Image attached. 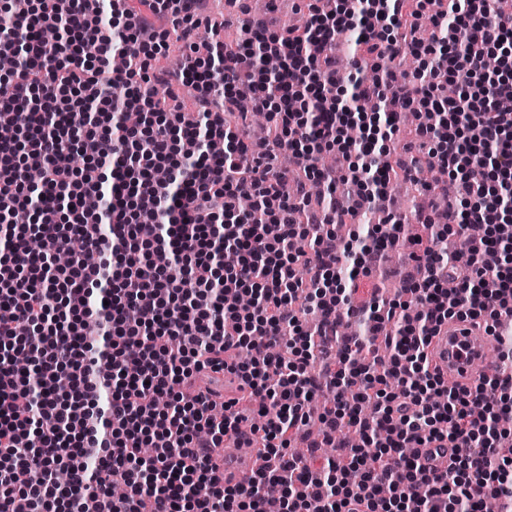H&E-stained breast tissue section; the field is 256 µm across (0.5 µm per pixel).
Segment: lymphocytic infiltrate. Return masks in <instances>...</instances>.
<instances>
[{"instance_id": "f902f5d3", "label": "lymphocytic infiltrate", "mask_w": 512, "mask_h": 512, "mask_svg": "<svg viewBox=\"0 0 512 512\" xmlns=\"http://www.w3.org/2000/svg\"><path fill=\"white\" fill-rule=\"evenodd\" d=\"M204 2L0 0V55L15 61L0 75V239L11 244L0 257V512H234L235 499V512H263L270 497L282 498L281 512H348L353 502L365 512H481L490 498L512 512L498 424L512 378L452 389L425 355L448 320H479L492 334L512 307V112L499 107L512 98V9L463 0L433 14L431 0H363L355 12L349 0H311L303 32L257 17L229 50L199 46ZM350 30L356 51L383 66L355 82L353 101L389 98L394 111L343 103L331 48ZM172 33L185 51L175 68L158 62ZM408 55L420 60L411 82L385 68ZM265 56L277 73L261 66ZM103 73L123 97L103 102ZM461 74L465 89L448 95ZM160 85L190 96L194 124L161 104ZM241 97L271 124L264 151L228 126ZM405 111L417 119L409 167L438 169L455 193L421 208L438 230L413 254L417 274L401 299L356 311L357 277L373 274L403 226H368L356 253L332 225L349 202L386 208L385 143ZM78 147L88 163L63 165ZM325 150L348 163L345 198L318 164ZM284 151L303 161L305 179L277 166ZM310 179L330 191L323 208L309 206ZM144 199L158 221L141 220ZM453 228L468 235L467 253L440 249ZM74 237L96 263L52 265ZM306 238L310 248L298 249ZM303 310L324 328L355 314L360 333L334 336L328 351L312 343ZM21 350L35 356L36 378L15 371ZM210 370L239 377V395L185 392ZM313 417L324 440L354 428L362 447L343 465L314 455L299 464L289 447ZM229 436L261 440L268 468L224 483L212 460ZM435 441L453 451L439 475L411 453Z\"/></svg>"}]
</instances>
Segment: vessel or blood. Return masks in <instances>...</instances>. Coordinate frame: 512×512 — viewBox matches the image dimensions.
<instances>
[{
    "label": "vessel or blood",
    "mask_w": 512,
    "mask_h": 512,
    "mask_svg": "<svg viewBox=\"0 0 512 512\" xmlns=\"http://www.w3.org/2000/svg\"><path fill=\"white\" fill-rule=\"evenodd\" d=\"M489 337L484 330L466 321L452 320L433 337L427 349L432 370L452 385H470L496 371L486 354ZM232 441H225L224 451L214 460L217 470L226 482L237 484L249 479L265 466L267 460L262 448H254L241 463L228 459Z\"/></svg>",
    "instance_id": "vessel-or-blood-1"
}]
</instances>
